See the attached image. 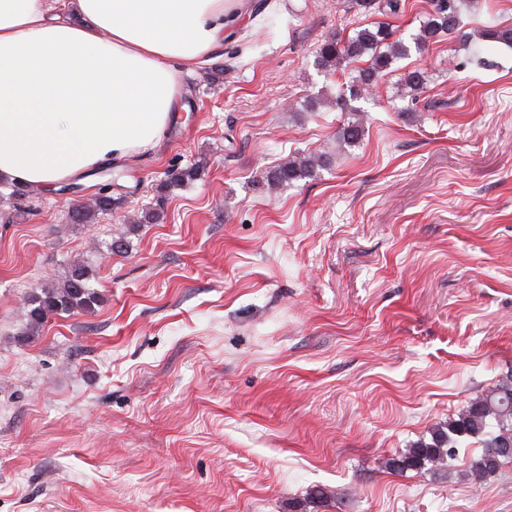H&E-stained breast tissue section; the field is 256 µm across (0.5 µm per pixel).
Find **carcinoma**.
I'll list each match as a JSON object with an SVG mask.
<instances>
[{
    "instance_id": "carcinoma-1",
    "label": "carcinoma",
    "mask_w": 512,
    "mask_h": 512,
    "mask_svg": "<svg viewBox=\"0 0 512 512\" xmlns=\"http://www.w3.org/2000/svg\"><path fill=\"white\" fill-rule=\"evenodd\" d=\"M363 9H374L387 17L400 10V0H355ZM464 0H439L435 12L429 14L420 27L415 43L424 46L431 40L446 35L457 37L463 28ZM390 23L376 21L347 38L338 34L325 41L318 53V66L325 70L341 69L353 62L365 60L350 85L336 94V108L351 116L338 132L340 145L356 143L364 131V111L353 102L366 96L380 74L398 59L408 55V47L394 37ZM481 44L498 43L512 48V27L490 25L479 32ZM332 163L326 154L309 153L294 158L266 175L267 185L278 188L316 174ZM200 166L174 171L164 183L157 186L158 200L166 198L165 191L197 179ZM123 200L110 193L100 192L95 209L81 205L71 208L69 220L73 224H90L98 214H110ZM89 274L83 267L72 268L64 277L52 279L34 289L26 298V321L30 330L42 326L49 317L62 313L89 311L98 303V295L88 285ZM478 440L484 448L481 458L470 473L471 480L481 483L496 474L501 465L512 462V374L498 380L487 392L472 398L466 407L447 422L434 427L430 439H421L410 448L388 458L384 466L392 474L408 471L435 474L450 465L458 446L466 439ZM331 507V496L323 488L313 487L306 498L290 505V512H310L314 508Z\"/></svg>"
}]
</instances>
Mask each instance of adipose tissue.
<instances>
[{"label": "adipose tissue", "mask_w": 512, "mask_h": 512, "mask_svg": "<svg viewBox=\"0 0 512 512\" xmlns=\"http://www.w3.org/2000/svg\"><path fill=\"white\" fill-rule=\"evenodd\" d=\"M237 0H0V182L45 192L155 146L176 72L206 61Z\"/></svg>", "instance_id": "1"}]
</instances>
